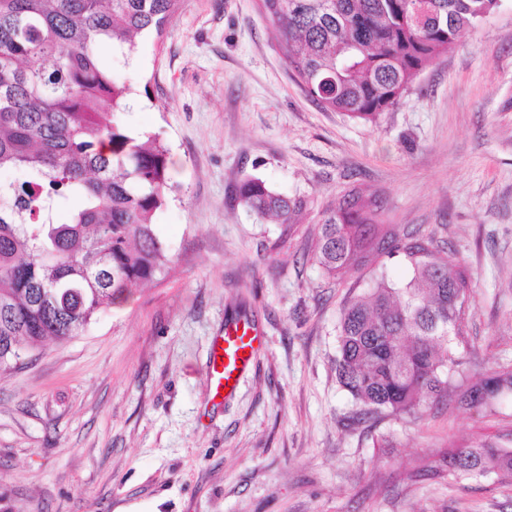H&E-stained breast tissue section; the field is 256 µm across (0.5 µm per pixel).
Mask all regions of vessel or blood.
<instances>
[{
	"label": "vessel or blood",
	"instance_id": "1",
	"mask_svg": "<svg viewBox=\"0 0 512 512\" xmlns=\"http://www.w3.org/2000/svg\"><path fill=\"white\" fill-rule=\"evenodd\" d=\"M262 343L258 325L249 319L227 321L223 333L214 336L207 365L212 405L223 404L229 381L250 369Z\"/></svg>",
	"mask_w": 512,
	"mask_h": 512
}]
</instances>
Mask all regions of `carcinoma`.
I'll list each match as a JSON object with an SVG mask.
<instances>
[{"label": "carcinoma", "instance_id": "obj_1", "mask_svg": "<svg viewBox=\"0 0 512 512\" xmlns=\"http://www.w3.org/2000/svg\"><path fill=\"white\" fill-rule=\"evenodd\" d=\"M178 0H0V372L18 367L47 340L79 335L133 286L152 282L170 259L153 218L171 189L168 150L136 135L119 113L131 85L112 78L95 54L100 42L124 52L136 36L161 31ZM499 0H262L288 70L321 108L374 121L394 107L418 74ZM77 200L68 219L59 204ZM235 199L283 224L306 205L259 178ZM432 240L397 236L373 223L355 192L320 225L316 257L334 277L370 255L400 253L409 280L382 275L351 298L337 326L336 378L365 413L414 415L448 397L452 352L462 335L470 287ZM512 391V368L469 388L468 405ZM464 476L512 471V448L448 452Z\"/></svg>", "mask_w": 512, "mask_h": 512}]
</instances>
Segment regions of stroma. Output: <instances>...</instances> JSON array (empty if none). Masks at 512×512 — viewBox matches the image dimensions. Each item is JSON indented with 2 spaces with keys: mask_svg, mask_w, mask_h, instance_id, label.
<instances>
[{
  "mask_svg": "<svg viewBox=\"0 0 512 512\" xmlns=\"http://www.w3.org/2000/svg\"><path fill=\"white\" fill-rule=\"evenodd\" d=\"M96 54L133 86L121 122L169 150L171 263L0 375V512H512L511 475L448 470L449 451L512 448V395L365 414L336 380L341 309L409 270L397 254L332 279L315 259L325 213L359 192L472 277L452 383L512 366V0L374 121L306 97L257 0H180L163 35ZM248 176L305 209L257 217L232 196ZM241 316L266 343L215 407L211 342Z\"/></svg>",
  "mask_w": 512,
  "mask_h": 512,
  "instance_id": "1",
  "label": "stroma"
}]
</instances>
